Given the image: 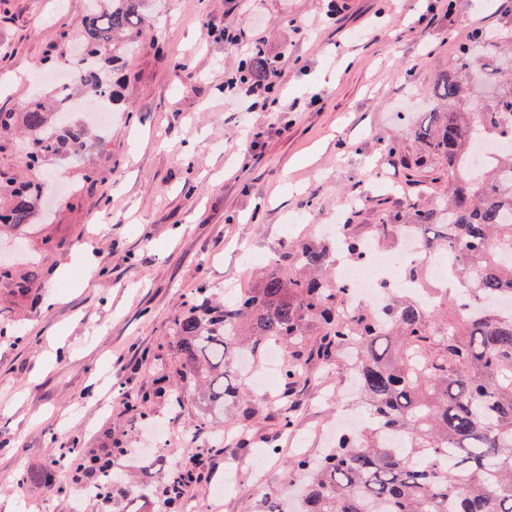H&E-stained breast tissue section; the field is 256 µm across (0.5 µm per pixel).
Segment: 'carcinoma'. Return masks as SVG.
Here are the masks:
<instances>
[{
  "instance_id": "obj_1",
  "label": "carcinoma",
  "mask_w": 512,
  "mask_h": 512,
  "mask_svg": "<svg viewBox=\"0 0 512 512\" xmlns=\"http://www.w3.org/2000/svg\"><path fill=\"white\" fill-rule=\"evenodd\" d=\"M101 2L79 29L61 33L79 39L85 54L68 68L72 83L56 93L54 108L38 94L21 112L0 107V160L19 152L26 158L24 171L0 164V229L32 227L44 196L43 162L61 152L79 157L89 142L86 128L68 120L60 104L76 90L107 104L119 101L121 81L112 80V68L137 49L150 0ZM500 46L508 55L482 73L496 94L473 109L471 70ZM239 71L264 79L268 64L253 55ZM435 96L446 110L430 113L419 148L401 161L417 172L441 167L446 184L427 200L409 198L383 213L368 235L382 248L409 225L426 249L454 250L448 270L460 287L441 290L432 308L389 294L385 324L370 307L344 320L336 251L326 242H290L269 260L256 287L222 303L203 287L187 299L171 323L172 387L162 375L151 389L127 394L128 408L142 419L155 399L181 408L201 396L209 414L199 428L216 433L209 419L245 402L246 381L234 366L243 357L260 359L276 341L291 351L282 367L284 390L267 413L284 433L294 425V392L308 381L311 359L328 365L353 352L368 429L340 434L320 457L295 458L291 468L302 479L295 502L268 490L254 512H512V311L499 307L512 299V152L480 167L470 162L478 140L512 144V32L469 37L438 75ZM361 208L354 205L338 225L352 261L361 258L362 239L352 232ZM36 279L35 271L0 261V286L14 294L28 296ZM310 325L316 339L303 350ZM72 451L82 456L80 468L97 465L88 493L111 502L112 469L76 443ZM222 452L217 440L204 454L175 463L160 490L166 512H182L204 456Z\"/></svg>"
}]
</instances>
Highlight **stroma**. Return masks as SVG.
I'll list each match as a JSON object with an SVG mask.
<instances>
[{"label":"stroma","mask_w":512,"mask_h":512,"mask_svg":"<svg viewBox=\"0 0 512 512\" xmlns=\"http://www.w3.org/2000/svg\"><path fill=\"white\" fill-rule=\"evenodd\" d=\"M154 0L158 19L126 63L127 82L105 135L109 162L96 189L73 205L87 163L46 161L47 210L30 235L0 238V257L35 263L28 299L0 287V512H76L73 444L108 454L112 440L146 447L162 427L179 458L208 447L202 410L173 414L155 401L146 424L131 423L124 395L150 387L173 364L170 324L186 296L226 284L255 287L262 264L285 241L317 235L352 200L374 197L355 221L365 237L397 196L373 176L401 184L407 172L384 162L395 142L411 155L414 128L437 100L436 75L473 29L512 20V0H436V20L418 27L422 0ZM87 0H0V106L21 111L43 76L59 34L80 27ZM220 22L243 39H264L282 73L277 102L246 110L225 84L242 59ZM297 224H288V217ZM82 237L83 251H46L44 238ZM300 384L291 435L259 420L250 448L206 457L189 499L203 512H251L259 494L281 487L297 452L319 454L336 438V405L352 406L345 363L313 366ZM243 478L215 497L226 459Z\"/></svg>","instance_id":"1"}]
</instances>
